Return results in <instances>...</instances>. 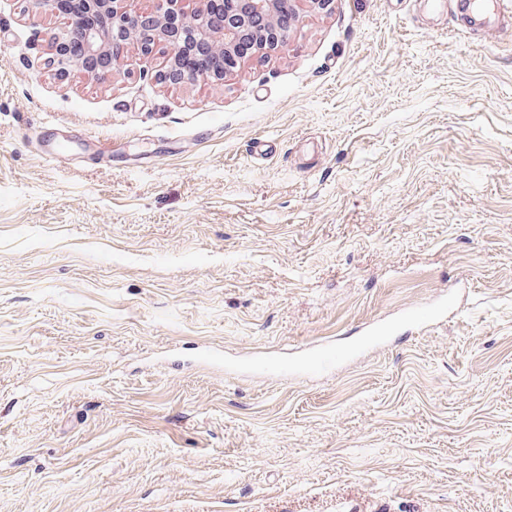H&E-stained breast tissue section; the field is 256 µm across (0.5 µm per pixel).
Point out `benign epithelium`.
Segmentation results:
<instances>
[{
  "label": "benign epithelium",
  "mask_w": 512,
  "mask_h": 512,
  "mask_svg": "<svg viewBox=\"0 0 512 512\" xmlns=\"http://www.w3.org/2000/svg\"><path fill=\"white\" fill-rule=\"evenodd\" d=\"M151 12L128 8L127 0H80L81 10L107 19L103 29H90L73 19L65 37L55 42L59 59L75 67L83 63L65 54V47L80 40L89 56L106 59L103 74L115 72L121 65L113 46L133 44L146 57L157 48L169 49L165 77L173 83L201 80L221 81L238 64L237 48L245 39L255 41L256 50L274 49L286 41L288 32H257L261 18L272 19L282 10H290L295 0H204V6L187 10L183 0H156ZM208 44L224 54V70L208 75L189 74L178 66L180 55L189 47Z\"/></svg>",
  "instance_id": "7a95c632"
}]
</instances>
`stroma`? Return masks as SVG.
<instances>
[{"instance_id":"1","label":"stroma","mask_w":512,"mask_h":512,"mask_svg":"<svg viewBox=\"0 0 512 512\" xmlns=\"http://www.w3.org/2000/svg\"><path fill=\"white\" fill-rule=\"evenodd\" d=\"M64 30L0 0V512H512V17L300 0L181 84Z\"/></svg>"}]
</instances>
